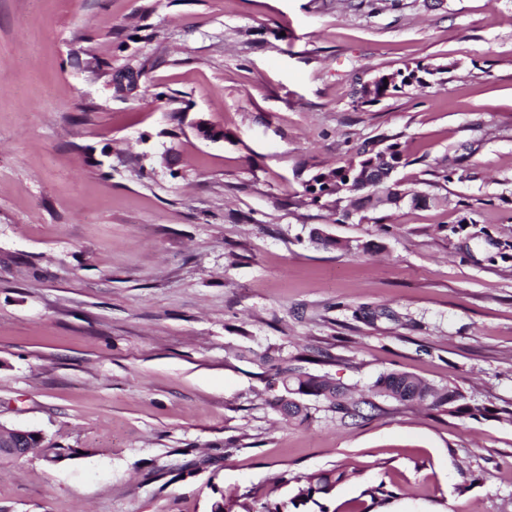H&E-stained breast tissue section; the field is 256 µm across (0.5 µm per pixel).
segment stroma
Returning <instances> with one entry per match:
<instances>
[{"mask_svg":"<svg viewBox=\"0 0 512 512\" xmlns=\"http://www.w3.org/2000/svg\"><path fill=\"white\" fill-rule=\"evenodd\" d=\"M419 63L426 85L360 104ZM379 141L437 204L311 202ZM264 353L477 413L310 398L294 423ZM511 409L512 0H0V423L74 451L0 459V512H265L334 468L297 512L378 485L373 512H512ZM353 161L354 160H351L344 165L330 168L316 175L312 179V182L307 184L305 188V192L310 196L311 202L317 203L325 196L336 195L334 202L337 208L341 199L338 195L341 193L349 194V192L342 187L346 185L349 180L353 181L355 179V170L352 169ZM373 395L392 398L400 402H427L435 409H446L449 414L475 415L474 409L459 404L463 395L456 389L427 385L419 378L406 372H390L381 375L371 386ZM347 476L346 471L326 470L306 474L303 476L302 485L296 489L292 498L295 508L305 505L308 502L318 504L317 498H324L330 495L336 484Z\"/></svg>","mask_w":512,"mask_h":512,"instance_id":"1","label":"stroma"}]
</instances>
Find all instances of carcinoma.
<instances>
[{
	"label": "carcinoma",
	"instance_id": "cac0c4a2",
	"mask_svg": "<svg viewBox=\"0 0 512 512\" xmlns=\"http://www.w3.org/2000/svg\"><path fill=\"white\" fill-rule=\"evenodd\" d=\"M434 73L435 70L419 63L413 69L391 74L387 82L374 83L365 91V103H375L406 86H422L426 84L425 76ZM354 179L355 170L352 169V163L348 162L316 175L306 185L305 192L310 196L311 202L317 203L325 196L347 193L343 186ZM270 371L271 384L280 388V395L275 397L273 407L291 420L305 422L309 419L308 407L300 401L302 396L323 399L330 404V408L342 414V417L350 419L363 416V407H374L365 398L345 397V387L324 375H313L298 367L280 365L271 366ZM371 392L375 396L400 402H425L435 409H446L450 414L474 415V408L460 403L463 395L458 390L430 386L406 372L381 375L371 386ZM346 476L347 472L336 470L312 472L303 476V483L297 487L292 498L293 506L315 503L317 499L330 495L336 484Z\"/></svg>",
	"mask_w": 512,
	"mask_h": 512
}]
</instances>
